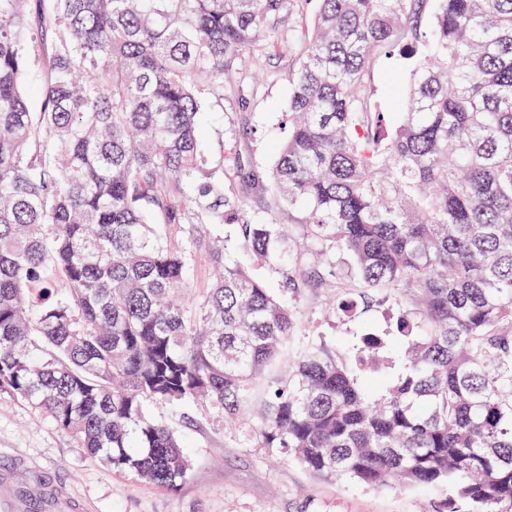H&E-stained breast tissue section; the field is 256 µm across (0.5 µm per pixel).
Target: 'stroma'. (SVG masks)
<instances>
[{"instance_id":"35a3bbf8","label":"stroma","mask_w":512,"mask_h":512,"mask_svg":"<svg viewBox=\"0 0 512 512\" xmlns=\"http://www.w3.org/2000/svg\"><path fill=\"white\" fill-rule=\"evenodd\" d=\"M288 63L270 58L249 71L257 95L248 115L258 128L247 144L254 163L267 166L283 138L290 89ZM305 331L336 343L371 330L389 331L392 312L380 305L337 317L324 302L302 298ZM185 442L191 475L177 490L147 486L89 458L41 412L0 401V512L16 500L19 512H435L446 487L336 483L309 473L285 455L244 446L240 426L204 410L166 413Z\"/></svg>"}]
</instances>
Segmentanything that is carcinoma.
<instances>
[{
  "mask_svg": "<svg viewBox=\"0 0 512 512\" xmlns=\"http://www.w3.org/2000/svg\"><path fill=\"white\" fill-rule=\"evenodd\" d=\"M271 50L274 162L208 151L204 109L226 86L247 106L236 64ZM333 290L334 315L409 310L391 336H303L297 301ZM5 398L167 490L190 459L150 403L204 404L313 474L445 484L437 512H512V0H0Z\"/></svg>",
  "mask_w": 512,
  "mask_h": 512,
  "instance_id": "carcinoma-1",
  "label": "carcinoma"
}]
</instances>
